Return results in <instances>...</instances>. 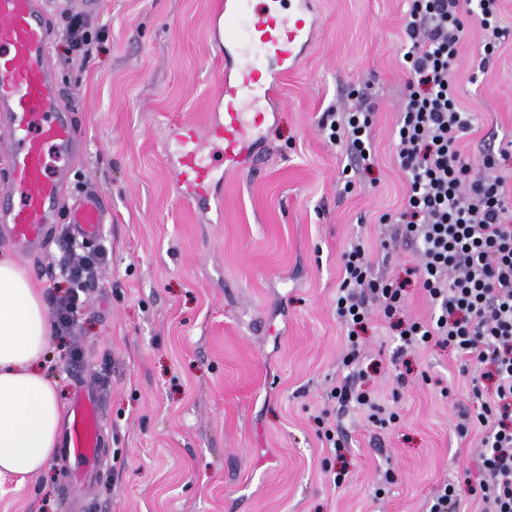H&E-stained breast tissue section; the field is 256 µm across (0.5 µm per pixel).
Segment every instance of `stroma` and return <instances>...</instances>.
Returning <instances> with one entry per match:
<instances>
[{
    "label": "stroma",
    "mask_w": 512,
    "mask_h": 512,
    "mask_svg": "<svg viewBox=\"0 0 512 512\" xmlns=\"http://www.w3.org/2000/svg\"><path fill=\"white\" fill-rule=\"evenodd\" d=\"M214 3L102 0L87 16L102 49L71 62L54 43L53 71L84 135L68 192L95 187L110 203L109 259L73 335L51 337L47 349L62 400L79 369L108 397L110 459L88 512H425L442 485L475 475L482 434L456 432L475 368L439 346L399 353L396 328L377 315L361 333L370 364L361 385L397 423L380 428L328 398L346 375L335 299L351 242L368 243L374 276L406 282L401 319L433 313L412 246L378 221L406 189L396 124L408 2L315 0L312 42L266 106L261 166L219 173V214L178 198L164 150L180 122L206 124L218 109ZM499 14L508 35L487 70L477 23L459 47L457 96L471 114L460 148L474 161L512 140V0H499ZM354 94L374 114L375 163L349 186L350 158L318 122ZM71 237L57 224L47 250L20 261L45 303L66 289L50 264ZM74 347L77 366L67 358ZM325 412L346 441L343 457L322 435ZM62 474L54 459L39 475L0 477V512H63Z\"/></svg>",
    "instance_id": "35a3bbf8"
}]
</instances>
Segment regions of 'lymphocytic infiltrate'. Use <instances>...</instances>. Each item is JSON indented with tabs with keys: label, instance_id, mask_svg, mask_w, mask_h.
<instances>
[{
	"label": "lymphocytic infiltrate",
	"instance_id": "obj_1",
	"mask_svg": "<svg viewBox=\"0 0 512 512\" xmlns=\"http://www.w3.org/2000/svg\"><path fill=\"white\" fill-rule=\"evenodd\" d=\"M470 17L485 32L481 63L489 65L507 35L498 0H409V42L402 56L409 94L397 120L398 160L408 189L400 209L380 221L393 226L395 237L416 244L419 282L436 308L430 322L400 324L402 349L435 343L492 369L494 398L473 387L474 407L463 413L456 431L465 437L482 427L481 478L471 491L488 512H512V194L506 177L495 172L497 154H484L475 164L459 146L470 119L456 95V60ZM372 125V112L358 105L331 120L328 138L367 169L374 162L368 154ZM71 248L72 255L59 262L68 287L53 310L55 329L63 335L76 327L89 279L106 261L101 249L77 242ZM341 266L336 314L349 328L343 364L357 368L358 327L375 309L396 316L405 285L374 278L361 242L342 253ZM330 396L342 405L356 403L380 427L398 418L371 391L346 382Z\"/></svg>",
	"mask_w": 512,
	"mask_h": 512
}]
</instances>
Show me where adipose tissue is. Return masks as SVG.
Segmentation results:
<instances>
[{
    "label": "adipose tissue",
    "mask_w": 512,
    "mask_h": 512,
    "mask_svg": "<svg viewBox=\"0 0 512 512\" xmlns=\"http://www.w3.org/2000/svg\"><path fill=\"white\" fill-rule=\"evenodd\" d=\"M53 332L30 277L0 254V474H40L60 445L59 385L43 368Z\"/></svg>",
    "instance_id": "obj_1"
}]
</instances>
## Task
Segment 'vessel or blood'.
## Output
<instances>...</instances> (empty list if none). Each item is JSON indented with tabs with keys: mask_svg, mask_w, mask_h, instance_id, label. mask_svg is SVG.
<instances>
[{
	"mask_svg": "<svg viewBox=\"0 0 512 512\" xmlns=\"http://www.w3.org/2000/svg\"><path fill=\"white\" fill-rule=\"evenodd\" d=\"M49 8V0H0V158L8 173L0 182V233L22 257L43 249L61 218L80 238L99 241L109 213L103 193L90 190L68 199L66 171L50 163L54 152L78 159L83 132L51 71ZM315 26L312 0H265L260 8L253 0H220L212 19L213 36L225 49L220 110L205 126L184 123L174 134L181 198L209 205L216 183L211 145H220L225 168L250 171L269 114L247 110L245 102L272 98L281 72L297 65ZM109 455L105 392L85 375L66 411L60 458L72 468L63 485L65 512H85L84 490L97 481Z\"/></svg>",
	"mask_w": 512,
	"mask_h": 512,
	"instance_id": "obj_1",
	"label": "vessel or blood"
}]
</instances>
